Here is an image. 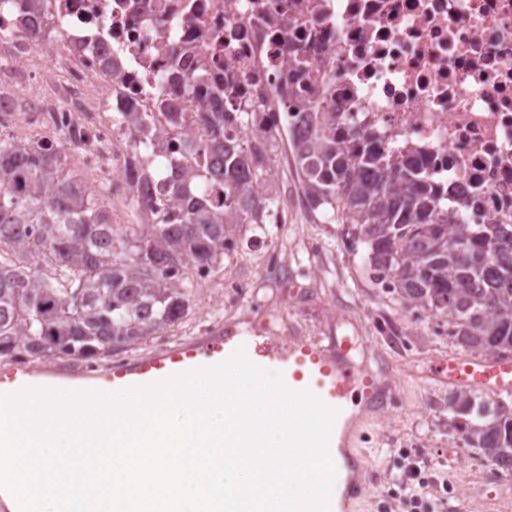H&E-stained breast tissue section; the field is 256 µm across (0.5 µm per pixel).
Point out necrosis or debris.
<instances>
[{"label": "necrosis or debris", "mask_w": 512, "mask_h": 512, "mask_svg": "<svg viewBox=\"0 0 512 512\" xmlns=\"http://www.w3.org/2000/svg\"><path fill=\"white\" fill-rule=\"evenodd\" d=\"M53 29L17 39L0 9V59L63 61L52 93L0 113V137L62 135L74 163L136 192L134 143L100 110L246 112L248 133L336 112V135L413 157L469 224H512V0H45ZM303 55L309 66L295 70ZM234 89L218 98L221 85ZM97 106H90V98Z\"/></svg>", "instance_id": "obj_1"}]
</instances>
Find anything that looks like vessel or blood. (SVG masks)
I'll use <instances>...</instances> for the list:
<instances>
[{
  "label": "vessel or blood",
  "instance_id": "vessel-or-blood-1",
  "mask_svg": "<svg viewBox=\"0 0 512 512\" xmlns=\"http://www.w3.org/2000/svg\"><path fill=\"white\" fill-rule=\"evenodd\" d=\"M359 336H296L283 342L272 323L246 330L214 327L208 336L166 347L149 356L113 362L95 373H73L4 363L0 365V394L30 387L98 389L114 392L147 386L194 369L222 363L244 352L254 364L279 372L295 392H309L335 410L328 451L336 474V494L330 512H352L365 488L366 456L353 447L352 434L363 413L389 402L369 360H357ZM437 379L454 388L512 394V361L475 360L452 356L435 370Z\"/></svg>",
  "mask_w": 512,
  "mask_h": 512
}]
</instances>
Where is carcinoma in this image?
Instances as JSON below:
<instances>
[{"label":"carcinoma","instance_id":"1","mask_svg":"<svg viewBox=\"0 0 512 512\" xmlns=\"http://www.w3.org/2000/svg\"><path fill=\"white\" fill-rule=\"evenodd\" d=\"M21 32L33 34L42 0H23ZM165 125L151 136L153 118ZM211 129L185 167L167 135L184 136L196 121ZM242 112H124L121 129L144 135L138 164L158 184L131 199L141 223L123 230L65 168L62 155L23 138H0V361L62 354L92 359L135 345L178 323L189 309L194 275L224 259L243 224H263L270 205L252 196L280 135L227 130ZM334 112L307 115L308 139H292L307 200L367 249L369 270L401 300L448 318V335L469 354L512 352V225L451 221L437 191L414 162L390 163L370 138L343 146L330 133ZM369 167L359 176L354 166ZM219 177L221 189L212 190ZM45 262L50 271L38 269ZM467 446L512 470V395L488 402L462 391L448 402Z\"/></svg>","mask_w":512,"mask_h":512}]
</instances>
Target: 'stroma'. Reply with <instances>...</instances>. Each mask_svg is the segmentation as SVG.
Instances as JSON below:
<instances>
[{
    "instance_id": "stroma-1",
    "label": "stroma",
    "mask_w": 512,
    "mask_h": 512,
    "mask_svg": "<svg viewBox=\"0 0 512 512\" xmlns=\"http://www.w3.org/2000/svg\"><path fill=\"white\" fill-rule=\"evenodd\" d=\"M72 173L103 203L112 223H137L128 200L105 195L101 172L76 166ZM269 173L279 199L276 222L241 227L234 248L196 282L179 324L86 361V368L102 370L116 360L202 338L213 325L243 324L266 313L281 318L284 337L355 332L365 337L369 355L387 362L394 397L384 412L365 417L357 433L370 469L357 512H395L405 451L427 463L428 491L441 500V512H512V478H501L480 449L464 445L448 409L453 390L430 374L431 366L460 352L448 336L447 318L401 302L374 279L365 248H350L346 225L308 204L287 136L278 138ZM234 282L239 291H231Z\"/></svg>"
}]
</instances>
